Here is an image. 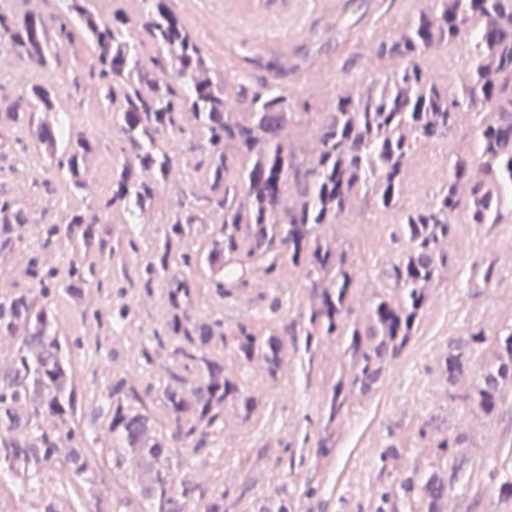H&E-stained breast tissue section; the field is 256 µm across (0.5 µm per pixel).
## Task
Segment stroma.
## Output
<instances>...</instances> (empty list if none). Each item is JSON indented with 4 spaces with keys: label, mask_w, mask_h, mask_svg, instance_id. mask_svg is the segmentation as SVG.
<instances>
[{
    "label": "stroma",
    "mask_w": 512,
    "mask_h": 512,
    "mask_svg": "<svg viewBox=\"0 0 512 512\" xmlns=\"http://www.w3.org/2000/svg\"><path fill=\"white\" fill-rule=\"evenodd\" d=\"M327 15H314L311 31L300 42L285 47L264 45L250 35L228 36L210 0H171L170 6L206 47L216 71L225 59H234L246 73L252 89L277 86L287 90L309 111H327L335 94L369 81L372 67L365 45L399 33L430 0H400L383 27H371L367 17L376 0H334ZM58 74L34 65L16 63L0 70V99L11 101L34 83H60ZM60 115L68 132L97 141L101 151L86 166L85 187L72 194L68 184L54 180L48 193L31 196L29 185L45 165L20 126L0 128V193L22 201L33 222L23 236V251L0 264V292L24 287L19 271L26 249L36 247V219L71 206L92 205L109 194L112 166L120 155V135L112 116L87 91L70 92L62 99ZM475 130L466 123L448 139L417 149L406 169L407 205L423 208L448 177V159L474 146ZM192 164L174 171L160 189L152 209L135 225L120 210L104 220L114 232L132 229L140 250L155 241L161 217L176 214L185 196L205 193ZM391 215L353 209L327 233L362 268L354 292L355 315L367 311L381 287L380 270L394 258L397 245L390 238ZM448 264L429 288L419 331L389 366L378 390L368 396L351 395L348 414L330 427L332 446L318 453L320 408L343 366V347L323 339L313 365H306L301 345H287L276 378L261 363L249 370L248 386L266 408L260 417L242 420L233 407L224 410V422L215 435L222 453L182 458L204 495L223 494L226 512H246L253 500L278 486L288 488L294 512H375L386 500L387 512H410L399 489L402 477L415 468L440 464L448 480V512H504L496 488L512 473V388L506 389L500 408L484 415L470 394L473 374L495 360L494 339L512 328V222L479 226L457 219L454 232L442 245ZM493 269L484 281L485 269ZM163 288L88 289L82 306L66 299L54 304L61 333L80 339L72 354L80 427L88 428L90 469L85 478L71 481L69 468L56 463L43 484L20 491V481L0 475V507L5 512H37L41 500H55L61 512H141L125 479L110 462L111 436L106 420L92 413L104 405L113 378H125L136 389L166 385L168 348L153 343L155 330L166 317ZM131 309L121 327H113V304ZM483 332L485 343L471 355L470 372L448 385L442 360L451 338ZM148 348L149 358L138 352ZM461 436V443L440 463L438 446ZM395 446L387 454V446Z\"/></svg>",
    "instance_id": "obj_1"
}]
</instances>
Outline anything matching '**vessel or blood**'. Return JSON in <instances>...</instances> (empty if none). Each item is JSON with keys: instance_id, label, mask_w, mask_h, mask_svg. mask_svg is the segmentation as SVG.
Here are the masks:
<instances>
[{"instance_id": "vessel-or-blood-1", "label": "vessel or blood", "mask_w": 512, "mask_h": 512, "mask_svg": "<svg viewBox=\"0 0 512 512\" xmlns=\"http://www.w3.org/2000/svg\"><path fill=\"white\" fill-rule=\"evenodd\" d=\"M224 26L240 33H273L277 42L302 39L309 30L314 0H220Z\"/></svg>"}]
</instances>
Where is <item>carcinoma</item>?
<instances>
[{"label":"carcinoma","instance_id":"1","mask_svg":"<svg viewBox=\"0 0 512 512\" xmlns=\"http://www.w3.org/2000/svg\"><path fill=\"white\" fill-rule=\"evenodd\" d=\"M168 2L142 0L136 21L120 8L101 12L95 0H57L48 17L0 5V45L25 64L61 69L58 40L87 48L89 86L112 112L122 143L111 194L92 208L42 217L40 242L20 272L28 286L0 295V340L16 343L9 365H0V472L44 479L61 458L77 479L88 471L84 433L75 426L73 343L60 335L53 303L63 295L81 306L86 290L102 285L100 264L109 265L114 279L127 278L126 255L137 252V244L130 231L113 235L103 214L114 207L132 218L143 214L170 173L193 156L207 192L181 202L139 270L145 290L164 283L168 317L154 338L171 347L166 372L177 386L140 392L117 378L105 416L112 468L129 480L145 512H225L224 496L202 500L178 449L212 454L226 406L249 420L264 404L243 379L224 374L223 360L211 352L213 341L221 339L242 369L260 361L273 378L288 337H304L310 357L320 337L336 338L346 361L324 400L328 428L347 414L349 393L380 387L388 366L416 336L427 287L448 263L440 245L456 214L469 224H500L512 211V0H432L399 34L376 43L377 58L392 70L336 95L326 112H303L281 89L257 92L244 80L229 79L231 60L218 74ZM465 44L473 63L452 89L421 62L432 48ZM159 72L168 79L158 82ZM145 86L152 89L147 98ZM60 92L59 86L33 84L0 112V126L27 127L33 149L45 156L49 177L31 183L36 195L52 177L80 191L84 167L99 150L92 140L63 133L55 111ZM187 112L195 119L191 130L183 125ZM464 115L476 131V155L448 160V180L428 207L405 206L412 153L447 137ZM300 124L312 129L311 156L298 155L290 144L289 133ZM356 207L398 214L391 239L402 244L384 270V288L360 318L352 317L351 306L359 268L324 235L326 226ZM212 213L224 221L197 248L186 247ZM30 221L24 206L0 196V259L21 247V230ZM63 244L76 259L61 280L43 250ZM236 265L267 284L298 270L309 293L306 308L290 323L265 329L200 317L196 302L203 293L225 300L246 293L248 282L235 275ZM479 341L472 333L448 343V383L464 372L466 353ZM495 346L496 363L478 375L471 394L486 414L512 386V330L497 335ZM157 401L162 421L153 413ZM400 489L412 512H448V483L433 468L406 475ZM292 509L281 489L248 512Z\"/></svg>","mask_w":512,"mask_h":512}]
</instances>
